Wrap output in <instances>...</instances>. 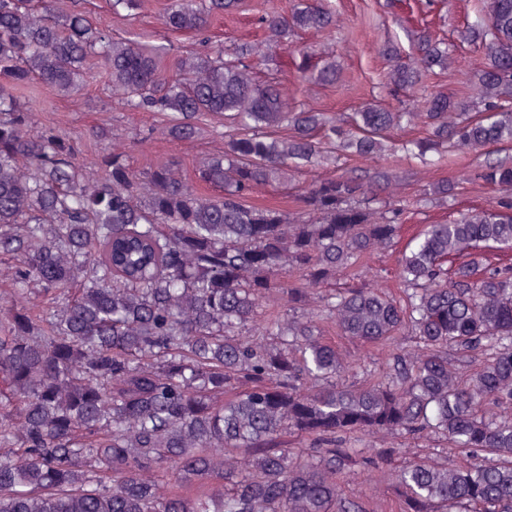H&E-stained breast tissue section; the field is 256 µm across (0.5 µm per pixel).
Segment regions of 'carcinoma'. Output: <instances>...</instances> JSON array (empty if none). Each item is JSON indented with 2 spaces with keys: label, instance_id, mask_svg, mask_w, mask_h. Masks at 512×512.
I'll use <instances>...</instances> for the list:
<instances>
[{
  "label": "carcinoma",
  "instance_id": "cac0c4a2",
  "mask_svg": "<svg viewBox=\"0 0 512 512\" xmlns=\"http://www.w3.org/2000/svg\"><path fill=\"white\" fill-rule=\"evenodd\" d=\"M58 2L0 0V255L24 299L0 305V512H380L343 497L356 466L386 481L392 512H512V0H490L461 31L485 50L468 78L475 100L440 92L406 112L373 101L336 117L257 77L272 48L334 25L319 0L264 18V41L178 60L174 76ZM236 6L169 0L163 25L199 33ZM413 43L408 63L398 44L384 50L391 92L451 64L429 31ZM93 58L129 106L168 116L174 140L224 119V151L197 168L220 198L166 164L132 169L139 134L89 176L68 139L31 121L18 89L71 95ZM339 74L333 59L305 79ZM408 127L423 136L399 141ZM401 151L429 164L496 154L474 171L495 196L410 225L403 176L380 168L298 187L297 213L248 203L303 166ZM457 195L448 180L424 189L434 202ZM400 241L398 299L363 274ZM339 278L350 286L322 293ZM32 282L55 309L28 297ZM337 337L384 365L343 383L356 364ZM400 434H433L469 462L396 471L401 449L356 446Z\"/></svg>",
  "mask_w": 512,
  "mask_h": 512
}]
</instances>
